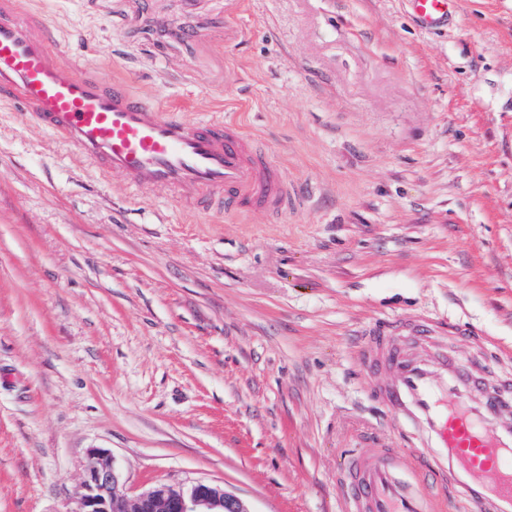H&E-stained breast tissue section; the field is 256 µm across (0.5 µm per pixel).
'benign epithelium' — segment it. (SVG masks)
<instances>
[{"mask_svg":"<svg viewBox=\"0 0 512 512\" xmlns=\"http://www.w3.org/2000/svg\"><path fill=\"white\" fill-rule=\"evenodd\" d=\"M83 470L82 492L74 512H252L223 486L204 481L188 488L159 484L130 495L110 454L101 448L89 451Z\"/></svg>","mask_w":512,"mask_h":512,"instance_id":"obj_1","label":"benign epithelium"}]
</instances>
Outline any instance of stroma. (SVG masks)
<instances>
[{"instance_id":"1","label":"stroma","mask_w":512,"mask_h":512,"mask_svg":"<svg viewBox=\"0 0 512 512\" xmlns=\"http://www.w3.org/2000/svg\"><path fill=\"white\" fill-rule=\"evenodd\" d=\"M67 53L277 160L280 216L135 192L0 104V512L220 484L252 512H345L344 463L398 448L360 367L412 315L512 377V0H21ZM84 39H72V31ZM411 4V16L416 24L426 30L448 26L456 0H407Z\"/></svg>"}]
</instances>
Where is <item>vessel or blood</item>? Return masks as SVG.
<instances>
[{"mask_svg":"<svg viewBox=\"0 0 512 512\" xmlns=\"http://www.w3.org/2000/svg\"><path fill=\"white\" fill-rule=\"evenodd\" d=\"M427 30L447 26L455 0H409ZM0 102L71 147L102 175L134 191L166 189L197 213L288 208L290 191L272 156L235 122L190 120L153 106L127 83L66 60L47 18L0 0ZM406 335L369 337L367 372L387 377L377 395L417 447L411 480L400 451L366 448L346 462L348 512H433L443 488L458 512H512V383L492 382L449 357L425 321Z\"/></svg>","mask_w":512,"mask_h":512,"instance_id":"1","label":"vessel or blood"}]
</instances>
